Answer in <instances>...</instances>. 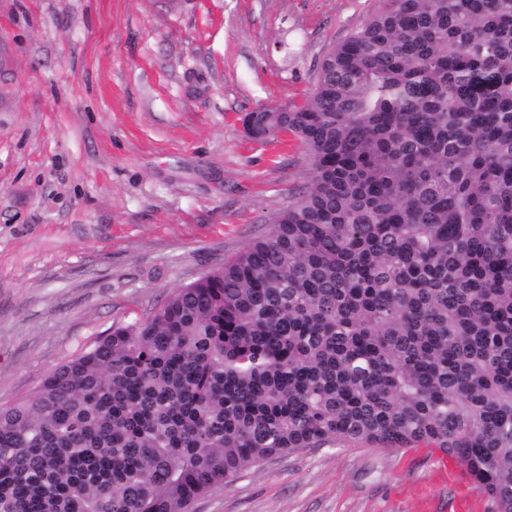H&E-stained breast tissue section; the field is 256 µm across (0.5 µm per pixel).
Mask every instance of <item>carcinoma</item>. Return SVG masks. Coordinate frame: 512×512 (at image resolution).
<instances>
[{"label": "carcinoma", "instance_id": "1", "mask_svg": "<svg viewBox=\"0 0 512 512\" xmlns=\"http://www.w3.org/2000/svg\"><path fill=\"white\" fill-rule=\"evenodd\" d=\"M256 127L307 186L0 404V512H191L347 440L439 452L512 512V0H380Z\"/></svg>", "mask_w": 512, "mask_h": 512}]
</instances>
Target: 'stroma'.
Wrapping results in <instances>:
<instances>
[{"instance_id": "1", "label": "stroma", "mask_w": 512, "mask_h": 512, "mask_svg": "<svg viewBox=\"0 0 512 512\" xmlns=\"http://www.w3.org/2000/svg\"><path fill=\"white\" fill-rule=\"evenodd\" d=\"M379 0H0V402L266 232L309 179L241 118L299 104ZM424 448H303L193 512H490Z\"/></svg>"}]
</instances>
